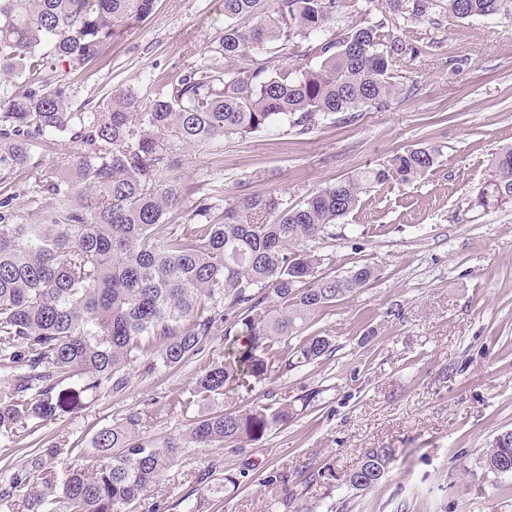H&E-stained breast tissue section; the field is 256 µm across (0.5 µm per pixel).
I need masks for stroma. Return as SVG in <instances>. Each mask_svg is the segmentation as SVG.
Masks as SVG:
<instances>
[{
  "label": "stroma",
  "mask_w": 512,
  "mask_h": 512,
  "mask_svg": "<svg viewBox=\"0 0 512 512\" xmlns=\"http://www.w3.org/2000/svg\"><path fill=\"white\" fill-rule=\"evenodd\" d=\"M380 20L423 48L396 63L402 85L387 105L319 120L304 134L278 123L179 152L184 202L174 224L208 188L295 203L408 147L434 146L440 156L421 181L368 189L333 235L309 242L325 258L322 272L377 271L315 318L333 355L223 399L245 408L310 393L309 406L251 445L188 449L136 512H512V475L478 464L512 429V203L477 199L495 154L512 145V18L414 20L391 14L385 0H343L335 26ZM224 23L221 0H158L96 65L70 73L73 110L128 90L153 96L158 77L203 61ZM227 352L218 331L180 369L146 375L130 366L125 392L86 395L36 435L85 448L133 409L148 414L149 436L182 429L169 400ZM383 447L399 455L382 483L347 488L345 473Z\"/></svg>",
  "instance_id": "1"
}]
</instances>
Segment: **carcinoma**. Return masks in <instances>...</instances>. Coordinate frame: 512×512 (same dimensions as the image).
<instances>
[{"label": "carcinoma", "mask_w": 512, "mask_h": 512, "mask_svg": "<svg viewBox=\"0 0 512 512\" xmlns=\"http://www.w3.org/2000/svg\"><path fill=\"white\" fill-rule=\"evenodd\" d=\"M157 0H0V439L18 445L91 392L120 393L129 367L178 369L215 331L231 355L196 378L174 406L187 414L239 386L264 384L332 352L314 318L376 278L368 265L322 274L305 247L331 234L367 188L424 179L439 152H395L380 167L317 189L295 205L272 192L207 193L197 222L182 207L177 147L246 137L278 122L304 134L319 118L388 103L393 63L421 49L381 34L384 22L336 35L342 0H224V33L199 64L157 80L146 102L132 91L92 112L72 110L67 75L89 66L154 12ZM411 19L512 18V0H387ZM283 60L292 61L282 66ZM61 164L48 165L56 147ZM35 178L33 185L27 179ZM30 196L22 217L14 201ZM481 202L512 201V147L492 161ZM294 415L271 402L212 408L163 437L132 410L90 439L94 461L51 439L25 446L0 501L25 512H135L187 448L256 442ZM396 448H370L345 475L366 491ZM512 474V430L480 457Z\"/></svg>", "instance_id": "carcinoma-1"}]
</instances>
